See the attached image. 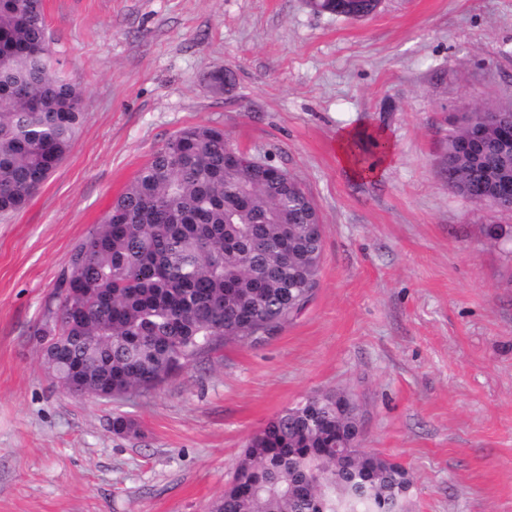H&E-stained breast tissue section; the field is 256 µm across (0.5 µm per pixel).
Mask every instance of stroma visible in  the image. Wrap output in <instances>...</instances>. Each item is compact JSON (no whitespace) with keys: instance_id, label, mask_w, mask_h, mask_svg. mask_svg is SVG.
<instances>
[{"instance_id":"1","label":"stroma","mask_w":512,"mask_h":512,"mask_svg":"<svg viewBox=\"0 0 512 512\" xmlns=\"http://www.w3.org/2000/svg\"><path fill=\"white\" fill-rule=\"evenodd\" d=\"M44 4L84 121L0 215V512H207L249 437L327 390L357 404L364 450L410 470L406 512H512V211L441 175L458 112L512 106V0H381L364 20L306 0ZM192 125L301 183L324 226L318 287L260 344L225 343L158 389L68 394L34 336L57 277ZM345 127L392 142L377 179L340 162ZM116 413L137 434H114Z\"/></svg>"}]
</instances>
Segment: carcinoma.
Listing matches in <instances>:
<instances>
[{
  "mask_svg": "<svg viewBox=\"0 0 512 512\" xmlns=\"http://www.w3.org/2000/svg\"><path fill=\"white\" fill-rule=\"evenodd\" d=\"M350 18L380 0H308ZM43 0H0V213L23 208L69 153L84 114L78 85L49 62ZM481 112L448 136V188L478 204L512 149L486 135L478 155L455 148ZM224 131L184 128L143 166L55 286L57 310L35 331L51 375L82 367L92 389L120 397L161 386L226 341H252L297 315L314 295L323 227L293 176L271 179L224 164ZM348 398L314 392L252 435L209 512H402L403 465L361 448Z\"/></svg>",
  "mask_w": 512,
  "mask_h": 512,
  "instance_id": "1",
  "label": "carcinoma"
}]
</instances>
